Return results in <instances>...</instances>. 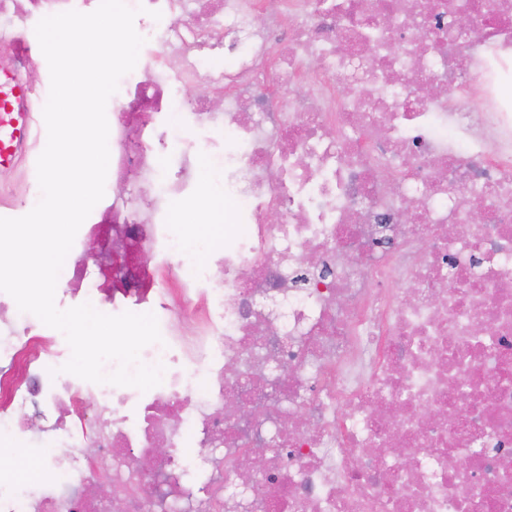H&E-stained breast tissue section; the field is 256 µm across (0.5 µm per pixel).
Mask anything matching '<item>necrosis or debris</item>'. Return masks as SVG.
<instances>
[{"label":"necrosis or debris","mask_w":512,"mask_h":512,"mask_svg":"<svg viewBox=\"0 0 512 512\" xmlns=\"http://www.w3.org/2000/svg\"><path fill=\"white\" fill-rule=\"evenodd\" d=\"M126 3L147 49L56 295L153 313L163 380L61 372L63 333L0 292V443L31 451L0 512H512V0ZM98 4L0 0V113L47 101L28 30ZM46 142L0 162V217L39 202ZM205 173L214 241L178 223Z\"/></svg>","instance_id":"1"}]
</instances>
